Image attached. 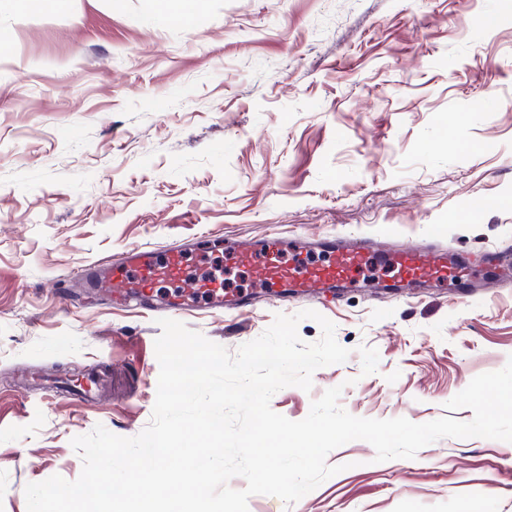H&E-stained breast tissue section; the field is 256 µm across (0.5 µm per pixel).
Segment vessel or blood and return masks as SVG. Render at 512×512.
Segmentation results:
<instances>
[{
	"label": "vessel or blood",
	"instance_id": "b4317fda",
	"mask_svg": "<svg viewBox=\"0 0 512 512\" xmlns=\"http://www.w3.org/2000/svg\"><path fill=\"white\" fill-rule=\"evenodd\" d=\"M436 233L409 242L384 246L373 238L353 235L347 239H330L329 260L323 264L292 261L293 240L272 234L268 248L254 244L237 245L231 253L236 264L252 270V288L228 297L221 278L203 280L192 277L186 269L187 250L176 245L165 250L140 246L128 248L121 261L92 262L79 269L86 288L109 299L144 305L153 302L159 291L171 298L173 313L186 312L206 305L244 309L253 293L285 301L307 296L325 298L336 290L353 287L363 278L371 261L383 262L393 287L404 282L428 279L447 287L451 296L469 300L489 296L487 276L469 265L463 256L448 255L436 243ZM105 382L104 375L73 381L68 387L72 401L83 403Z\"/></svg>",
	"mask_w": 512,
	"mask_h": 512
}]
</instances>
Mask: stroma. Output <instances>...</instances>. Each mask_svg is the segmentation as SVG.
I'll list each match as a JSON object with an SVG mask.
<instances>
[{
  "label": "stroma",
  "mask_w": 512,
  "mask_h": 512,
  "mask_svg": "<svg viewBox=\"0 0 512 512\" xmlns=\"http://www.w3.org/2000/svg\"><path fill=\"white\" fill-rule=\"evenodd\" d=\"M198 4L194 27L158 20L153 0L0 15V512H27L29 483L79 477L74 437L99 424L133 437L152 418L157 316L96 299L81 264L202 233L411 241L435 228L479 264L512 250V0ZM304 309L350 355L311 391L274 394L294 421L339 385L351 415L429 422L512 358L505 285L465 303L422 285L354 288L335 308L260 295L251 313L179 320L233 352ZM104 361L98 404L23 378ZM375 456L349 442L326 459L340 473L291 505L252 496L248 512H512V442Z\"/></svg>",
  "instance_id": "obj_1"
}]
</instances>
